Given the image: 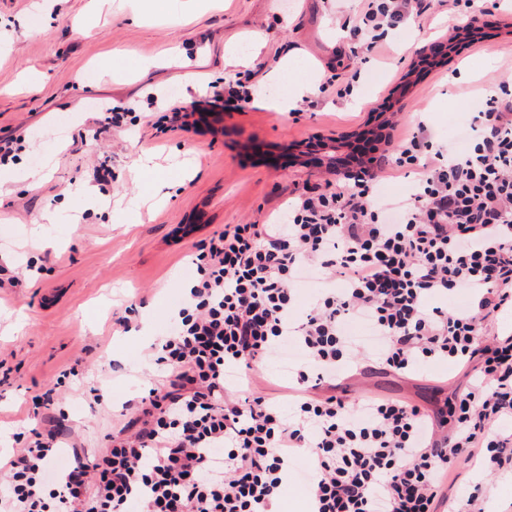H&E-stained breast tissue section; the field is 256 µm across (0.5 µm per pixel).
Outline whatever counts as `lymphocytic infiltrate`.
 Listing matches in <instances>:
<instances>
[{
  "label": "lymphocytic infiltrate",
  "instance_id": "1",
  "mask_svg": "<svg viewBox=\"0 0 512 512\" xmlns=\"http://www.w3.org/2000/svg\"><path fill=\"white\" fill-rule=\"evenodd\" d=\"M429 0H363L374 52ZM461 153L434 145L424 122L375 171L304 184L284 224H235L203 240L199 277L155 358L135 416L87 462L53 408L76 369L35 396L43 429L0 465V512H270L297 458L310 512H446L458 463L512 472V333L483 332L512 311V84L484 96ZM411 168L407 204L388 212L380 174ZM320 283L306 311L294 287ZM471 292L445 310L435 296ZM367 321L374 342L350 335ZM296 345L288 409L254 395L250 375ZM370 360L406 372L446 359L472 365L444 421L394 398L335 395L336 371ZM239 380L228 384V372Z\"/></svg>",
  "mask_w": 512,
  "mask_h": 512
}]
</instances>
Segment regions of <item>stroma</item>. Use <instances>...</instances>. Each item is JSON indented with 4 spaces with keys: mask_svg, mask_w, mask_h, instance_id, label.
<instances>
[{
    "mask_svg": "<svg viewBox=\"0 0 512 512\" xmlns=\"http://www.w3.org/2000/svg\"><path fill=\"white\" fill-rule=\"evenodd\" d=\"M358 0H160L154 14L134 0H0V138L24 136L0 186V458L43 422L31 399L78 366L80 380L57 404L87 459L130 417L155 375L153 346L171 327L197 276L194 246L228 224L284 217L292 191L347 171L351 150L318 144L369 137L375 111L397 97L404 137L413 119L436 144L459 149L486 89L512 70V0L486 17L480 35L445 62L416 67L448 35V7L405 17L374 53L362 52ZM248 49V69L224 63L226 45ZM252 75L257 100L241 111L213 91ZM335 86L324 89L327 79ZM311 82L308 101L280 112L259 99ZM353 85L351 96L337 89ZM201 102L197 128L162 130L161 113ZM126 116L95 134L94 107ZM150 155L152 170L140 169ZM110 157L112 177H93ZM129 332L115 320L128 305ZM347 398L365 394L441 407L463 393L467 370L446 360L406 373L342 370ZM100 388L104 401L84 393ZM485 512H512V477L460 468L450 512H469L475 483Z\"/></svg>",
    "mask_w": 512,
    "mask_h": 512,
    "instance_id": "1",
    "label": "stroma"
}]
</instances>
